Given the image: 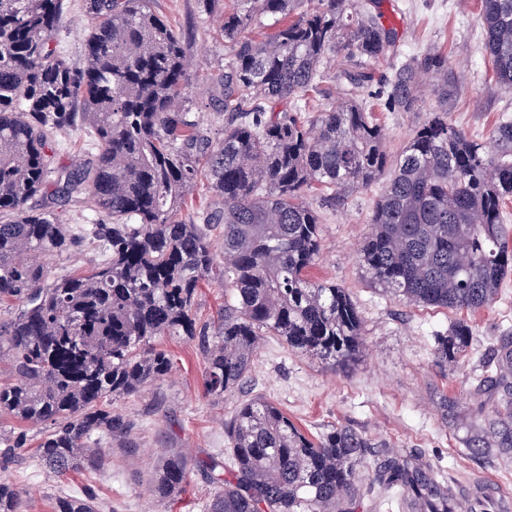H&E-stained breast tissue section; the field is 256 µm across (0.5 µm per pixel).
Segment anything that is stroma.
<instances>
[{
	"label": "stroma",
	"instance_id": "1",
	"mask_svg": "<svg viewBox=\"0 0 512 512\" xmlns=\"http://www.w3.org/2000/svg\"><path fill=\"white\" fill-rule=\"evenodd\" d=\"M151 2L158 15L187 36L192 68L186 104L194 115L210 117L217 108L211 79L232 55L219 35L223 8L205 11L201 0ZM84 3L64 0L65 28L60 38L75 61L90 24ZM480 8V0H377L378 15L394 18L397 41L376 68L388 73L411 56L441 49L460 88L448 108V121L485 141L502 117H512V91L494 77L483 48ZM433 106L434 96L428 91L418 111L378 113L389 153L401 151ZM381 192V183L375 182L343 192L328 207L321 204L322 190L307 194L324 219L322 255L310 275L346 288L363 318L365 346L350 366L336 368L296 354L280 337L265 336L243 387L214 400L203 392L204 361L197 341L156 338L155 347L170 354L172 369L138 394L113 401V413L130 420L132 429L127 439H114L105 449L102 469L47 475L35 455L43 426L0 419L1 429L27 436V446L18 456L0 463V477L22 492L23 512H53L60 495L93 496L101 512H204L212 487L197 464L225 453L224 425L237 406L253 397L274 403L309 437L343 424L395 453L422 455L438 466L441 479L459 494L480 486L487 495L486 512H503L511 505L512 458L494 454L471 458L463 444L465 424L448 425L439 400L446 393L467 394L481 355L497 336L512 331V274L504 280L496 302L475 312L418 307L386 293L358 259ZM459 320L473 327L479 343L469 362L438 366L433 357L435 338L447 334ZM172 452L186 456L191 468L182 491L165 505L156 502L151 487L158 467Z\"/></svg>",
	"mask_w": 512,
	"mask_h": 512
}]
</instances>
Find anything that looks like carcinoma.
<instances>
[{
    "instance_id": "1",
    "label": "carcinoma",
    "mask_w": 512,
    "mask_h": 512,
    "mask_svg": "<svg viewBox=\"0 0 512 512\" xmlns=\"http://www.w3.org/2000/svg\"><path fill=\"white\" fill-rule=\"evenodd\" d=\"M221 33L232 56L217 78L225 118L216 138L184 108L188 43L150 0H87L92 24L82 63L56 39L64 0H0V418L46 425L36 448L54 475L96 469L102 442L130 423L112 401L165 376L171 359L152 341L193 336L204 359L203 391L214 400L246 381L263 336L291 350L349 366L363 345L359 312L345 288L312 281L321 253L320 212L307 191H340L385 180L359 261L371 279L406 302L477 311L512 272L504 224L512 198V120L489 144L448 123L458 83L448 55L429 50L389 76L373 63L396 33L355 0H236ZM295 16L264 39L257 16ZM484 48L498 83L512 90V0H481ZM344 53L341 102L305 116L299 101L323 95L326 58ZM436 105L396 161L385 129L359 102L414 112L423 79ZM287 101L292 107L274 111ZM85 129L87 162L55 163L57 138ZM206 181L210 202L186 222V197ZM42 195L45 204L29 201ZM80 195L103 219L62 223L51 205ZM104 259L58 275L74 248ZM224 283L211 322L194 311L202 284ZM475 341L457 322L437 337L434 361L458 364ZM470 397L476 420L469 455L512 458V333L479 360ZM227 457L200 461L214 491L205 512H350L359 473L402 493L406 512H482L485 498L457 496L419 457H401L341 425L305 435L274 404L243 402L225 424ZM27 444L0 429V458ZM189 470L166 459L154 494L173 499ZM91 496H63L54 512H99ZM0 512H22L18 489L0 483Z\"/></svg>"
}]
</instances>
